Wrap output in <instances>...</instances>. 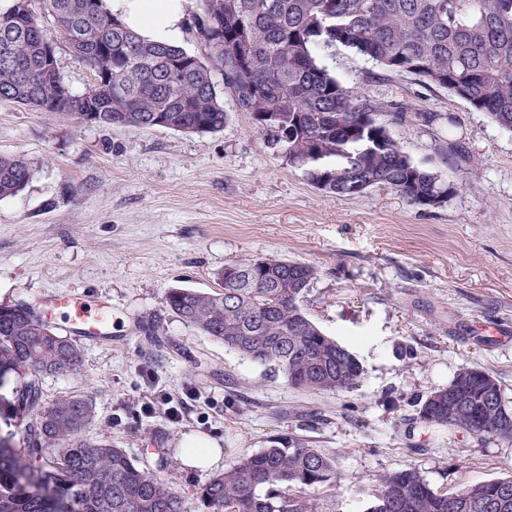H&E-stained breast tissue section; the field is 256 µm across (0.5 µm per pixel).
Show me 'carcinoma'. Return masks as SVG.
<instances>
[{
  "mask_svg": "<svg viewBox=\"0 0 512 512\" xmlns=\"http://www.w3.org/2000/svg\"><path fill=\"white\" fill-rule=\"evenodd\" d=\"M209 57L151 42L104 0H12L0 11V98L27 109L112 128L220 131L228 119L213 78L250 113L256 132L280 146L321 191L355 197L384 185L410 205L443 206L457 191L416 163L377 107L320 64L317 48L341 45L389 76L411 75L512 131V0H203ZM61 39L93 74L84 92L59 97L63 79L45 66ZM32 176L19 156H0V198ZM314 270L295 260L224 267L222 290L173 287L166 307L244 357L281 370L310 392L348 391L363 379L356 356L302 307ZM82 353L23 304L0 306V379L14 375L17 430L0 435V512H187L167 481L125 450L85 436L94 419L82 395L53 402L42 381L77 372ZM512 401L481 367L461 369L422 402L419 418L477 439H512ZM336 482V463L288 438L238 459L202 488L207 512H316L308 488ZM369 512H512V475L438 491L407 467L386 475Z\"/></svg>",
  "mask_w": 512,
  "mask_h": 512,
  "instance_id": "cac0c4a2",
  "label": "carcinoma"
}]
</instances>
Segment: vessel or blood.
<instances>
[{
	"label": "vessel or blood",
	"instance_id": "obj_1",
	"mask_svg": "<svg viewBox=\"0 0 512 512\" xmlns=\"http://www.w3.org/2000/svg\"><path fill=\"white\" fill-rule=\"evenodd\" d=\"M36 314L65 333L91 342L112 339V305L73 293L53 294L35 302Z\"/></svg>",
	"mask_w": 512,
	"mask_h": 512
}]
</instances>
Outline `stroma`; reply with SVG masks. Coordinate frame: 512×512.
Listing matches in <instances>:
<instances>
[{
    "label": "stroma",
    "mask_w": 512,
    "mask_h": 512,
    "mask_svg": "<svg viewBox=\"0 0 512 512\" xmlns=\"http://www.w3.org/2000/svg\"><path fill=\"white\" fill-rule=\"evenodd\" d=\"M317 55L371 104L437 114L391 130L415 162L455 180L447 204L423 210L383 185L320 191L226 92L223 130L204 135L113 130L0 99V155L33 167L0 199V305L59 292L111 303V344L80 342V370L46 378L43 397L88 396V438L168 480L188 512H206L212 474L291 436L336 462L335 487L310 493L317 512H367L381 479L409 466L448 493L512 474V443L418 415L466 366L512 397V132L342 46ZM251 259L314 268L303 307L361 362L357 389H296L166 308L169 288L218 291L226 265ZM157 388L186 399L180 423L142 412ZM189 435L223 448L212 471L183 466Z\"/></svg>",
    "instance_id": "1"
}]
</instances>
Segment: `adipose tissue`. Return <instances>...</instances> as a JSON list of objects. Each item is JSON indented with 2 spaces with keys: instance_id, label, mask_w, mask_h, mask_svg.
I'll return each mask as SVG.
<instances>
[{
  "instance_id": "ef3b65f1",
  "label": "adipose tissue",
  "mask_w": 512,
  "mask_h": 512,
  "mask_svg": "<svg viewBox=\"0 0 512 512\" xmlns=\"http://www.w3.org/2000/svg\"><path fill=\"white\" fill-rule=\"evenodd\" d=\"M188 0H106L108 11L151 41L175 43Z\"/></svg>"
}]
</instances>
